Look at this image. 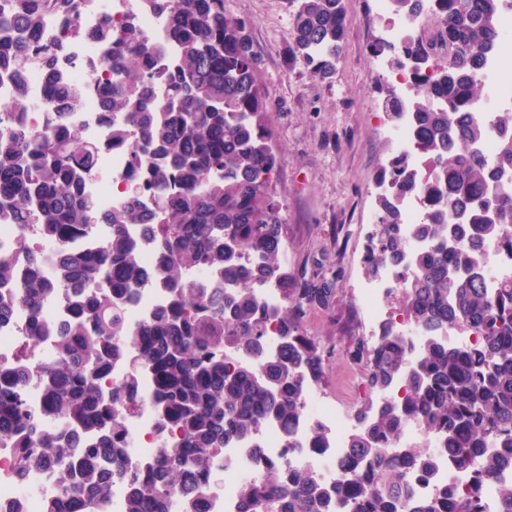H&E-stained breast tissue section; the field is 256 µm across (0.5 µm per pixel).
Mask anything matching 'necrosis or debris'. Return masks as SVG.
I'll list each match as a JSON object with an SVG mask.
<instances>
[{"label":"necrosis or debris","mask_w":512,"mask_h":512,"mask_svg":"<svg viewBox=\"0 0 512 512\" xmlns=\"http://www.w3.org/2000/svg\"><path fill=\"white\" fill-rule=\"evenodd\" d=\"M129 14L135 16L139 28L151 40L166 42V29L148 0H78L77 20L85 30L96 29ZM65 29V21L54 17L49 21L45 35L63 41L66 74L71 84L83 92V105L73 120L82 125L90 137L102 140L104 128L98 111V85L104 77L102 53L87 41L66 39ZM483 81L487 93L476 105L474 113L486 121L502 101L512 100L511 11L503 16L500 46L488 60ZM128 168L125 148L103 145L96 173L87 186V192L99 210L110 211L122 201ZM26 324L27 314L22 310L0 323V362L19 361L30 366L50 361L56 346L55 337H44L37 348L26 349ZM138 389V403L125 413L124 425L129 454L147 464L153 460L157 448L168 439L169 432L155 411L156 382L151 371H141ZM303 400V410L292 433H285L280 423L271 421L257 439L226 447L218 455L213 475L204 487L210 512H237L239 485L245 481L260 482L265 465L270 461L291 468L306 467L324 483H336L339 478L336 461L346 449L350 425L338 406L325 401L316 389H308ZM318 431L325 432L327 439L322 447L315 448L311 440ZM405 441L426 445L429 455L437 461L434 474H408L407 482L417 493L429 495L448 487L460 494L470 491L476 466L461 468L449 464L438 440L425 436L417 425L406 427ZM11 467V449L0 447V512H41L44 500L57 493L55 483L42 471L31 472L24 481H17L11 474Z\"/></svg>","instance_id":"4bbe7bcc"}]
</instances>
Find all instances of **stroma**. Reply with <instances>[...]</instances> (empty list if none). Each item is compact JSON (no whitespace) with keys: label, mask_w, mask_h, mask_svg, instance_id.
I'll use <instances>...</instances> for the list:
<instances>
[{"label":"stroma","mask_w":512,"mask_h":512,"mask_svg":"<svg viewBox=\"0 0 512 512\" xmlns=\"http://www.w3.org/2000/svg\"><path fill=\"white\" fill-rule=\"evenodd\" d=\"M224 8L247 22L259 58L256 84L270 107L280 160L275 182L286 225L283 267L299 285L330 291L308 306L303 321L305 335L331 352L316 388L353 415L372 397L365 365L350 358L347 346L350 337L375 330L360 291L376 216L375 178L390 140L369 82V46L386 19L374 0H346L344 52L334 76L321 80L290 53L288 0H224Z\"/></svg>","instance_id":"obj_1"}]
</instances>
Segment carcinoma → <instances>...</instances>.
I'll return each instance as SVG.
<instances>
[{
  "label": "carcinoma",
  "mask_w": 512,
  "mask_h": 512,
  "mask_svg": "<svg viewBox=\"0 0 512 512\" xmlns=\"http://www.w3.org/2000/svg\"><path fill=\"white\" fill-rule=\"evenodd\" d=\"M151 2L178 48L173 58L131 14L91 34L77 24V0H10L0 12V78L15 86L12 101L0 105V170L11 172L0 182V221L32 227L60 255L55 276L45 278L43 257L26 250L23 279L15 260L0 256V316L26 310L33 348L49 332L42 300L72 293L71 327L51 362L24 372L0 366V447L12 449L15 478L32 468L54 478L58 492L44 512H101L112 480L128 474L126 512H208L201 485L214 456L269 421L291 433L304 391L324 369L325 350L301 322L305 306L329 289L290 288L282 271L278 157L247 26L224 13V0ZM290 2L291 54L326 80L344 48V0ZM391 8L435 20L428 37L410 34L394 46L380 35L370 45L371 55L410 77L403 110L390 102L387 82L375 88L386 122L410 119L423 164L393 153L377 176L378 224L365 274L400 273L397 313L425 342L412 355L392 316L372 343L350 337V356L366 360L368 389L401 383L404 396L358 411L361 428L338 461L340 482L324 485L306 468L269 462L262 484L239 487L241 512H478L477 486L512 469V277L495 288L486 277V246L512 250V109L493 113L488 125L472 114L512 0H391ZM51 14L69 20L73 38L100 45L112 68L99 84L102 122L108 141L127 149L130 172L126 197L108 215L86 197L100 144L68 120L82 97L61 67L64 45L43 36ZM32 67L45 74L55 111L42 128L25 121ZM490 137L489 159L478 146ZM410 193L429 202L415 226L425 243L416 252L399 206ZM98 223L112 226L101 248L69 247ZM129 224L149 225L161 253L156 265L141 264ZM200 267L208 281L186 279ZM146 282L167 289L170 301L132 326L121 303ZM268 283L281 293L276 307L260 302L258 288ZM271 325L281 336L273 356L264 341ZM452 330L479 340L450 345ZM121 354L128 373L109 385L112 358ZM144 368L156 377L154 406L173 439L141 475L126 453L122 414L138 400ZM30 374L43 385L40 414L26 400ZM409 423L437 439L456 465L479 459L468 495H413L406 471L429 470L433 459L418 444L388 448Z\"/></svg>",
  "instance_id": "carcinoma-1"
}]
</instances>
